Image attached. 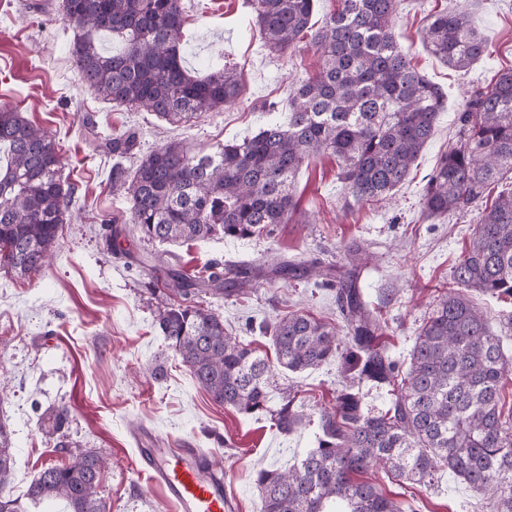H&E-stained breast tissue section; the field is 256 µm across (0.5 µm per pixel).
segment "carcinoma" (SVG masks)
<instances>
[{
  "label": "carcinoma",
  "mask_w": 512,
  "mask_h": 512,
  "mask_svg": "<svg viewBox=\"0 0 512 512\" xmlns=\"http://www.w3.org/2000/svg\"><path fill=\"white\" fill-rule=\"evenodd\" d=\"M255 22L272 53L285 56L311 29L316 0H250ZM400 0H339L335 13L311 35L318 72L274 104L259 130L207 153L171 141L141 156L134 171L112 168V191L126 194L129 223L140 239L177 243L215 237L252 238L289 224L298 211L295 178L313 157L336 158L345 194L358 203L383 201L408 176L445 108L442 89L420 74L399 49L392 19ZM75 31L71 56L83 83L103 98L143 108L170 125L236 103L238 75L226 66L199 75L181 54L182 0H62ZM119 39L118 51L99 36ZM426 49L448 66L469 70L485 54V37L466 11L434 15L423 33ZM455 145L430 174L428 217L482 208L451 284L419 330L409 365L377 344L385 322L357 285L361 248L347 249L348 268L283 261L274 277L313 276L335 286L342 329L304 312L261 325L275 361L233 336L224 318L197 298L220 297L230 284L252 286L254 269L210 261L190 276L169 267L164 285L180 297L158 312L156 327L174 357L220 406L267 414L288 434L301 422L297 393L286 387L271 405L270 373L315 369L336 359L344 333L343 373L349 384L320 411L316 447L286 470L255 475L261 512H408L367 478L381 463L398 482L429 485L441 469L489 494L490 512H512V419L502 416L501 390L512 367L501 338L487 326L465 291L512 297V68L476 87L458 117ZM85 137L95 153L127 155L136 133L101 135L91 122ZM0 269L19 278L39 274L56 248L71 192L61 178L55 136L16 107H0ZM492 204V187L502 183ZM386 385L388 408L363 407L356 383ZM38 422L54 436L70 422L65 406L44 410ZM12 432L0 423V487L13 472ZM103 470L93 453L43 468L27 505L60 499L67 512H105L97 496Z\"/></svg>",
  "instance_id": "cac0c4a2"
}]
</instances>
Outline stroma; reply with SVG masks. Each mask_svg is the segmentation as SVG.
Listing matches in <instances>:
<instances>
[{"label":"stroma","mask_w":512,"mask_h":512,"mask_svg":"<svg viewBox=\"0 0 512 512\" xmlns=\"http://www.w3.org/2000/svg\"><path fill=\"white\" fill-rule=\"evenodd\" d=\"M60 2L0 0V106L19 107L55 134L73 191L49 267L23 279L0 270V380L5 383L0 421L13 432L15 457L13 478L0 494L23 497L44 466L91 452L106 463L98 487L106 512H177L140 470L138 448L158 438L172 448L201 449L210 461L220 462L224 512H260L255 471L288 468L315 446L318 414L345 383L339 361L300 373L273 371V389L293 387L303 404L305 419L290 434H281L268 416L215 405L154 328L156 314L170 300L156 287L155 271L108 253L105 236L111 226H121V248L135 256L158 253L188 273L213 259L264 269L274 256L336 267L345 263V246L358 244L366 257L359 286L386 322L379 344L393 358L407 360L478 219L474 211L426 217V184L457 141L466 90L512 68V0H402L392 24L397 44L443 89L448 103L390 202L346 204L336 162L323 155L300 169L295 219L271 236L150 246L123 228L128 203L110 187L114 163L131 170L140 155L170 141L207 152L256 133L267 119L264 105L287 111L290 90L318 71L319 55L306 41L287 56L270 53L247 0H184L187 66H234L242 89L238 102L223 111L173 126L85 86L70 55L73 30L63 20ZM467 6L488 49L464 73L430 54L421 36L435 12ZM88 119L115 136L137 132L134 152L118 160L93 153L80 136ZM469 297L511 358L512 299L478 291ZM205 305L262 353L272 346L259 326L276 315L301 311L341 321L335 291L311 279L270 283L261 278L246 293L228 292ZM154 367L164 369L163 379L152 378ZM58 405L69 407L70 423L57 445L40 431L38 416ZM371 477L385 495L410 503L414 512H486L485 495L445 471L428 486L399 483L380 467Z\"/></svg>","instance_id":"1"}]
</instances>
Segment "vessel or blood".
I'll return each mask as SVG.
<instances>
[{
    "label": "vessel or blood",
    "instance_id": "b4317fda",
    "mask_svg": "<svg viewBox=\"0 0 512 512\" xmlns=\"http://www.w3.org/2000/svg\"><path fill=\"white\" fill-rule=\"evenodd\" d=\"M138 459L180 512H224V484L208 477L196 449L142 448Z\"/></svg>",
    "mask_w": 512,
    "mask_h": 512
}]
</instances>
